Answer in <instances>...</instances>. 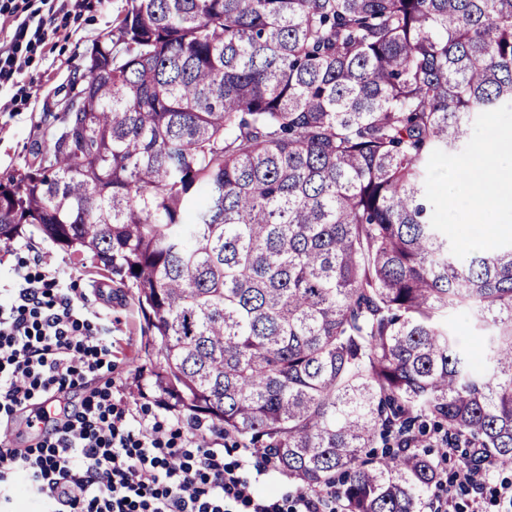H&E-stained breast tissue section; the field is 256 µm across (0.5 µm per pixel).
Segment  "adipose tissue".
I'll list each match as a JSON object with an SVG mask.
<instances>
[{"label": "adipose tissue", "mask_w": 512, "mask_h": 512, "mask_svg": "<svg viewBox=\"0 0 512 512\" xmlns=\"http://www.w3.org/2000/svg\"><path fill=\"white\" fill-rule=\"evenodd\" d=\"M440 194L464 209L470 223L495 235L512 232V128L478 142L473 154L438 185Z\"/></svg>", "instance_id": "1"}]
</instances>
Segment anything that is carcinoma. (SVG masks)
Masks as SVG:
<instances>
[{
	"mask_svg": "<svg viewBox=\"0 0 512 512\" xmlns=\"http://www.w3.org/2000/svg\"><path fill=\"white\" fill-rule=\"evenodd\" d=\"M491 111L512 0H130L0 181V248L136 289L156 386L301 488L419 512L429 430L512 468V243L461 257L432 204Z\"/></svg>",
	"mask_w": 512,
	"mask_h": 512,
	"instance_id": "obj_1",
	"label": "carcinoma"
}]
</instances>
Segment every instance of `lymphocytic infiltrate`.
<instances>
[{
    "label": "lymphocytic infiltrate",
    "instance_id": "f902f5d3",
    "mask_svg": "<svg viewBox=\"0 0 512 512\" xmlns=\"http://www.w3.org/2000/svg\"><path fill=\"white\" fill-rule=\"evenodd\" d=\"M0 289V418L33 405L42 423L35 447L0 440V512H11L17 488L41 499L49 512H338L323 492L274 497L257 479L269 472L250 449L257 476L224 462L206 433H180L160 418H145L128 399L94 392L73 405L65 395L85 375L107 364L108 337L90 333L89 311L59 275L13 270ZM442 457L457 463L441 481L430 512H485L487 496L512 504V485L491 486L478 455Z\"/></svg>",
    "mask_w": 512,
    "mask_h": 512
}]
</instances>
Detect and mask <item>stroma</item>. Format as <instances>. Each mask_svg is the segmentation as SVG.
<instances>
[{
	"mask_svg": "<svg viewBox=\"0 0 512 512\" xmlns=\"http://www.w3.org/2000/svg\"><path fill=\"white\" fill-rule=\"evenodd\" d=\"M82 7L67 18H55L56 30L45 47L30 55L22 73L0 85V178L22 168L37 149L48 144L52 112L58 111L69 82L82 68L84 56L127 9L129 0H81ZM438 211L447 217L448 237L458 251L496 248L500 237H485L466 224L460 211L439 198ZM25 267L33 273H58L75 299L86 300L97 314L92 325L104 329L112 342V367L88 374L79 395L111 386L113 396L132 395L138 409L157 413L165 394L152 375L157 345L147 330L133 289L109 288L102 274L40 236L19 240L12 251L0 250V271Z\"/></svg>",
	"mask_w": 512,
	"mask_h": 512,
	"instance_id": "1",
	"label": "stroma"
}]
</instances>
